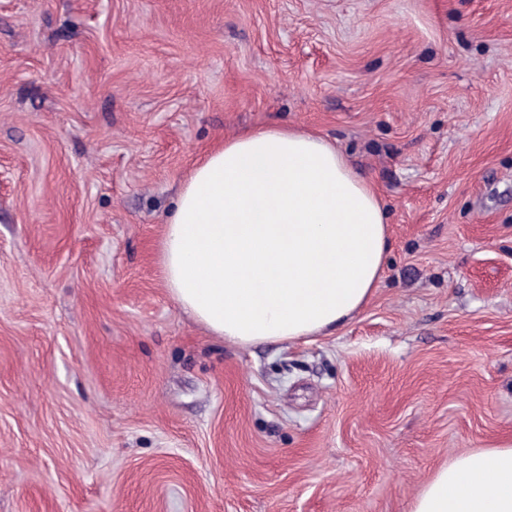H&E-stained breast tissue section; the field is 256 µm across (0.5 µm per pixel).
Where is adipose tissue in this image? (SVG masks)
Listing matches in <instances>:
<instances>
[{
  "instance_id": "1",
  "label": "adipose tissue",
  "mask_w": 512,
  "mask_h": 512,
  "mask_svg": "<svg viewBox=\"0 0 512 512\" xmlns=\"http://www.w3.org/2000/svg\"><path fill=\"white\" fill-rule=\"evenodd\" d=\"M387 224L372 185L316 133L267 126L202 157L169 213L161 267L173 299L239 345L315 336L372 296ZM410 512H512V448L438 468Z\"/></svg>"
}]
</instances>
